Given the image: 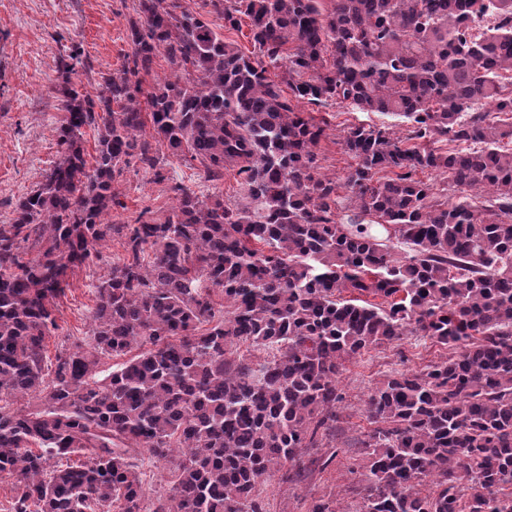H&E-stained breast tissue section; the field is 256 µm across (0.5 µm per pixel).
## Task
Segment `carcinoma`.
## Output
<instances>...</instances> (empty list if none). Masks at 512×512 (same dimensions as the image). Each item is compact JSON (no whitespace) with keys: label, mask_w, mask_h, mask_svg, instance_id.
Listing matches in <instances>:
<instances>
[{"label":"carcinoma","mask_w":512,"mask_h":512,"mask_svg":"<svg viewBox=\"0 0 512 512\" xmlns=\"http://www.w3.org/2000/svg\"><path fill=\"white\" fill-rule=\"evenodd\" d=\"M206 2L228 31L249 20L253 55L178 0H139L119 74L94 98L58 90L60 159L0 225L3 512H142L144 451L176 459L150 512H266L261 483L332 461L309 449L341 429L345 362L409 334L451 354L368 394L355 512H512V0ZM159 53L170 72L146 92ZM302 102L407 133L348 127L338 178L317 165L329 123ZM168 156L212 182L235 170L241 201L176 184L164 217L110 223L123 167L162 182ZM110 234L124 255L94 285L90 340L48 365L55 300ZM104 356L122 362L98 379Z\"/></svg>","instance_id":"1"}]
</instances>
